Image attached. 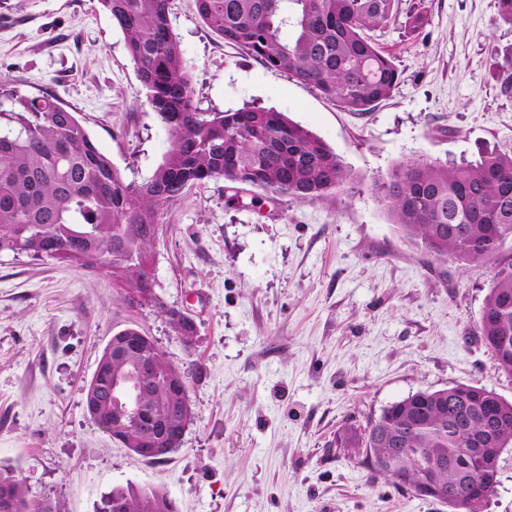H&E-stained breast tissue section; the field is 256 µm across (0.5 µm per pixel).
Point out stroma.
<instances>
[{
  "label": "stroma",
  "instance_id": "obj_1",
  "mask_svg": "<svg viewBox=\"0 0 512 512\" xmlns=\"http://www.w3.org/2000/svg\"><path fill=\"white\" fill-rule=\"evenodd\" d=\"M374 31L400 72L392 96L348 112L224 43L193 0L171 25L206 112L270 108L320 137L352 178L315 202L230 196L220 179L163 208L150 251L161 307L129 304L103 271L0 255V468L56 512H99L127 486L159 487L178 512H450L336 445L421 389L479 383L512 400L476 328L487 265H440L402 237L370 191L412 158L470 161L512 149V24L496 0H396ZM418 8L428 21L405 29ZM54 94L99 150L143 181L167 152L121 31L98 0H0V79ZM196 325L185 347L163 312ZM137 328L189 372L193 412L159 463L84 410L110 338Z\"/></svg>",
  "mask_w": 512,
  "mask_h": 512
}]
</instances>
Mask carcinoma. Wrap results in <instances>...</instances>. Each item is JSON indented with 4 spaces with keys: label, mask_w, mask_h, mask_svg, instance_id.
Wrapping results in <instances>:
<instances>
[{
    "label": "carcinoma",
    "mask_w": 512,
    "mask_h": 512,
    "mask_svg": "<svg viewBox=\"0 0 512 512\" xmlns=\"http://www.w3.org/2000/svg\"><path fill=\"white\" fill-rule=\"evenodd\" d=\"M124 36L146 104L167 128L171 145L152 175L128 181L101 153L77 113L53 94H23L0 81V254L37 255L81 269H100L140 287L139 264L156 238L163 207L191 186L224 179L225 188L314 202L351 191L342 160L321 138L282 112L245 106L202 112L194 103L171 0H99ZM215 35L263 65L310 85L350 112H368L391 97L399 72L370 33L394 19L395 0H194ZM402 235L440 264L483 263L492 270L478 331L512 381V150L467 163L415 159L373 185ZM156 360L141 407L173 427L185 421L166 390L170 361ZM136 358L114 360L108 349L85 386L98 401L89 418L113 433L120 415L112 378ZM481 439L491 450L512 447V401L481 384L418 390L391 403L365 429L337 435L344 448H370V465L396 458L409 490L421 468L439 460L453 512H484L500 470L477 493L467 450ZM0 512H53L29 497L22 481L0 471ZM100 512H176L159 488L130 486L107 495Z\"/></svg>",
    "instance_id": "carcinoma-1"
}]
</instances>
